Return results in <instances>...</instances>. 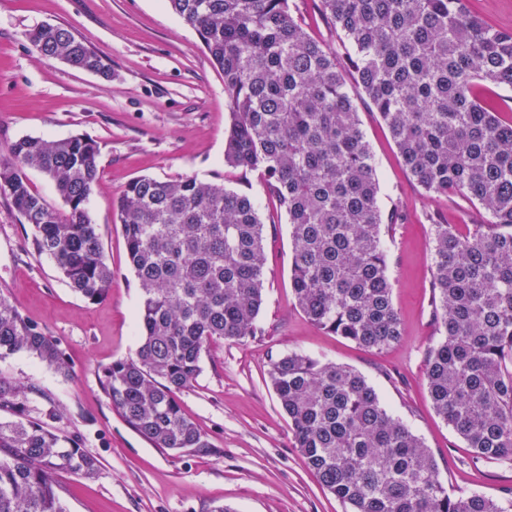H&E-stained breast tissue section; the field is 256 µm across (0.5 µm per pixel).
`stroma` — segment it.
<instances>
[{
    "label": "stroma",
    "instance_id": "1",
    "mask_svg": "<svg viewBox=\"0 0 512 512\" xmlns=\"http://www.w3.org/2000/svg\"><path fill=\"white\" fill-rule=\"evenodd\" d=\"M40 24L70 29L111 62V79L42 60L25 37ZM347 88L358 101L377 167L380 205L399 214L386 246L404 335L381 352L318 328L297 307L288 221L259 172L225 166L230 114L223 78L165 0H0V150L24 136L85 135L100 145L90 215L114 278L98 301L77 294L49 257L33 251L29 226L19 223L0 194V295L58 338L71 367L65 376L20 353L0 361V375L29 388L30 418L54 412L51 426L98 460L94 478L56 474L68 512H210L217 504L233 512H345L306 466L266 381L270 361L295 349L365 376L384 406L429 448L450 494L501 499L512 489V462L475 458L435 412L424 373L425 351L435 337L427 216L464 225L479 211L460 197L426 194L358 86ZM185 175L256 197L267 268L258 334L243 344L212 342L196 382L178 395L182 411L210 443L182 455L132 431L113 410L101 378L104 368L133 356L140 343V289L112 203L134 177Z\"/></svg>",
    "mask_w": 512,
    "mask_h": 512
}]
</instances>
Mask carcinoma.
I'll list each match as a JSON object with an SVG mask.
<instances>
[{"label":"carcinoma","mask_w":512,"mask_h":512,"mask_svg":"<svg viewBox=\"0 0 512 512\" xmlns=\"http://www.w3.org/2000/svg\"><path fill=\"white\" fill-rule=\"evenodd\" d=\"M224 79L230 124L224 165L261 172L291 228V288L317 327L383 350L402 339L392 298L380 184L347 90L353 77L429 195L455 192L484 219L462 234L430 217L437 339L425 379L437 414L474 456L512 461V120L494 88L512 89V31L467 0H319L344 55L312 36L289 0H168ZM26 37L44 60L107 79L112 69L67 28ZM100 147L84 136L21 137L0 153V192L31 245L90 301L112 267L89 211ZM54 182L63 208L35 192L27 170ZM141 290L135 356L103 370L123 422L156 448L209 443L177 395L199 376L209 345L258 332L266 258L250 194L192 176L131 180L113 203ZM27 353L67 374L60 342L0 295V360ZM267 379L296 447L349 512H512V499L452 496L421 439L359 372L292 351ZM27 392L0 376V512H68L59 470L85 477L98 461L77 439L30 419Z\"/></svg>","instance_id":"1"}]
</instances>
